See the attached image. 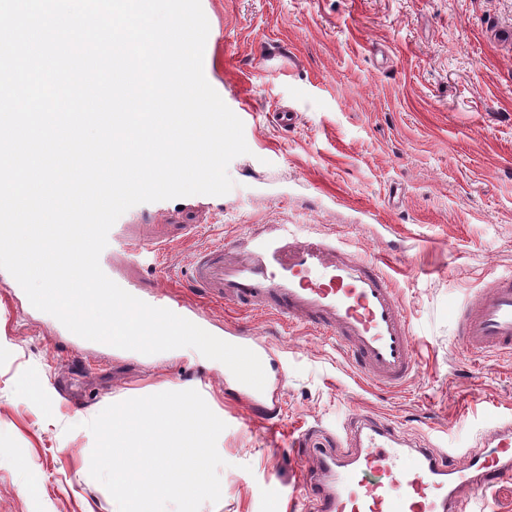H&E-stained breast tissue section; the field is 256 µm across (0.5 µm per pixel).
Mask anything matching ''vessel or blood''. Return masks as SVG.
I'll return each instance as SVG.
<instances>
[{"mask_svg":"<svg viewBox=\"0 0 512 512\" xmlns=\"http://www.w3.org/2000/svg\"><path fill=\"white\" fill-rule=\"evenodd\" d=\"M221 26L210 23L203 68L223 91ZM103 272L140 300L207 326L205 309L167 288L145 291L100 255ZM208 297L256 313L318 328L335 336L359 376L392 389L416 365L415 339L396 290L379 264L321 236L300 237L284 224H264L247 235L199 249L185 273ZM466 350L512 355V274L490 279L455 315ZM347 445L310 458L307 482L313 512H467L466 489L494 491L512 476V417L492 433V448L460 454L408 448L394 423L357 416Z\"/></svg>","mask_w":512,"mask_h":512,"instance_id":"b4317fda","label":"vessel or blood"}]
</instances>
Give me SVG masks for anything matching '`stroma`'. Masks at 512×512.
<instances>
[{
    "label": "stroma",
    "instance_id": "35a3bbf8",
    "mask_svg": "<svg viewBox=\"0 0 512 512\" xmlns=\"http://www.w3.org/2000/svg\"><path fill=\"white\" fill-rule=\"evenodd\" d=\"M224 102L249 154L224 196L173 199L165 217L123 214L129 236L182 239L161 267L183 300L278 355L277 416L253 414L221 362L82 345L10 288L0 269V512H112L90 475L86 423L108 405L197 390L226 429L222 496L200 512H310L305 460L340 448L354 416L387 418L421 446L460 453L512 415V355L468 353L454 311L512 273V0H216ZM283 55L264 56L272 47ZM295 122L280 126L277 115ZM285 224L379 260L416 339L400 389L358 378L335 337L209 299L182 282L193 252Z\"/></svg>",
    "mask_w": 512,
    "mask_h": 512
}]
</instances>
